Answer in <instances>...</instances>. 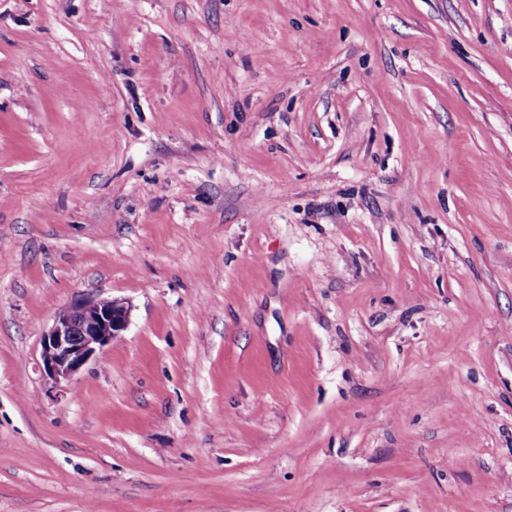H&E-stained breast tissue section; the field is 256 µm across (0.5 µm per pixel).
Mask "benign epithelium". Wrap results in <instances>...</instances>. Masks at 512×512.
<instances>
[{
  "label": "benign epithelium",
  "mask_w": 512,
  "mask_h": 512,
  "mask_svg": "<svg viewBox=\"0 0 512 512\" xmlns=\"http://www.w3.org/2000/svg\"><path fill=\"white\" fill-rule=\"evenodd\" d=\"M129 311L118 299L78 301L60 310L41 337L45 374L69 383L79 370L127 329Z\"/></svg>",
  "instance_id": "1"
}]
</instances>
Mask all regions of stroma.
Masks as SVG:
<instances>
[{"mask_svg": "<svg viewBox=\"0 0 512 512\" xmlns=\"http://www.w3.org/2000/svg\"><path fill=\"white\" fill-rule=\"evenodd\" d=\"M0 512H512V0H0ZM129 311L118 299L78 301L60 310L41 337L45 374L56 383H68L127 329Z\"/></svg>", "mask_w": 512, "mask_h": 512, "instance_id": "1", "label": "stroma"}]
</instances>
